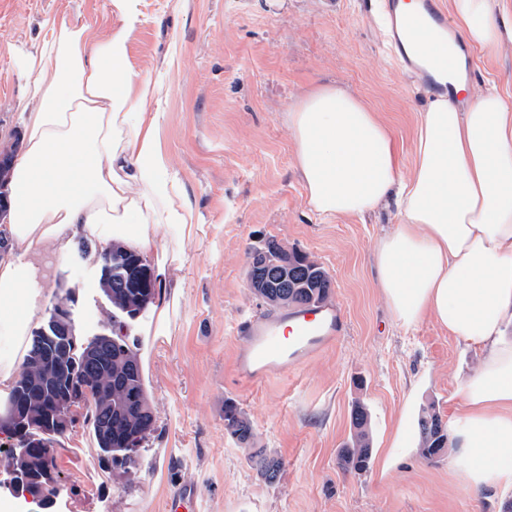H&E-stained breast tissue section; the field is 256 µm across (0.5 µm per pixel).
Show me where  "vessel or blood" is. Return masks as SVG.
I'll return each instance as SVG.
<instances>
[{
  "instance_id": "b4317fda",
  "label": "vessel or blood",
  "mask_w": 512,
  "mask_h": 512,
  "mask_svg": "<svg viewBox=\"0 0 512 512\" xmlns=\"http://www.w3.org/2000/svg\"><path fill=\"white\" fill-rule=\"evenodd\" d=\"M398 6V0H377L373 14L393 60L406 70L415 69L420 60H432L438 80L431 83V91L452 94V85L441 81L455 68L454 57L439 41L450 28L447 8L438 0H420L417 12L403 16ZM342 329L341 312L327 302L286 314L252 315L240 327L246 346L237 362L238 374L255 383L295 368L337 341Z\"/></svg>"
}]
</instances>
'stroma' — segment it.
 <instances>
[{"label": "stroma", "mask_w": 512, "mask_h": 512, "mask_svg": "<svg viewBox=\"0 0 512 512\" xmlns=\"http://www.w3.org/2000/svg\"><path fill=\"white\" fill-rule=\"evenodd\" d=\"M141 11L129 40L132 84L147 81L155 90L161 149L204 231L181 247L180 315L169 335L153 336L151 305L126 322L153 413L136 465L104 457L92 400L75 403L64 433L51 438L53 512H169L186 484L199 491L196 512H504L511 484L477 497L458 478L467 461L451 394L476 372V351L432 319L402 326L378 286L372 253L381 231L396 223L394 210L324 220L296 170L285 114L323 84L346 88L379 112L403 171L412 168L414 128L432 97L396 67L370 0H142ZM62 18L90 25L99 41L119 22L111 0H0V153L22 152L32 102L20 61ZM475 60L474 89L492 81L512 96V44ZM271 239L324 268L348 329L296 370L248 385L237 375L246 344L238 326L269 307L248 287L247 260ZM97 248L80 236L51 263L30 332L46 327L70 292L79 343L111 333ZM228 400L250 419L256 447L282 462L275 483L257 476L247 449L227 433ZM408 402L414 413L430 405L440 413L446 454L430 462L414 453L388 480L374 465L363 474L345 469L340 455L354 441L353 406L366 408L376 451Z\"/></svg>", "instance_id": "obj_1"}]
</instances>
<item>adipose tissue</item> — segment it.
Wrapping results in <instances>:
<instances>
[{"label": "adipose tissue", "instance_id": "obj_1", "mask_svg": "<svg viewBox=\"0 0 512 512\" xmlns=\"http://www.w3.org/2000/svg\"><path fill=\"white\" fill-rule=\"evenodd\" d=\"M137 4L112 0L121 23L95 45L87 27L55 23L23 61L33 106L9 221L0 226V324L14 343L0 356V395L23 369L21 348L40 311L35 258L65 257L78 235L118 236L154 255L163 272L200 231L157 143L160 115L147 109L153 89H125ZM448 11L465 40L488 54L512 42V25L499 23L492 0H448ZM286 120L316 213L332 220L395 209L397 224L373 252L381 291L402 325L430 317L476 349L475 376L453 393L469 461L462 479L477 493L512 483V346L501 342L512 320V103L493 86L458 101L435 98L419 117L407 177L388 127L348 90H311ZM411 427L407 405L382 451L380 478L396 472L402 452H414Z\"/></svg>", "mask_w": 512, "mask_h": 512}]
</instances>
